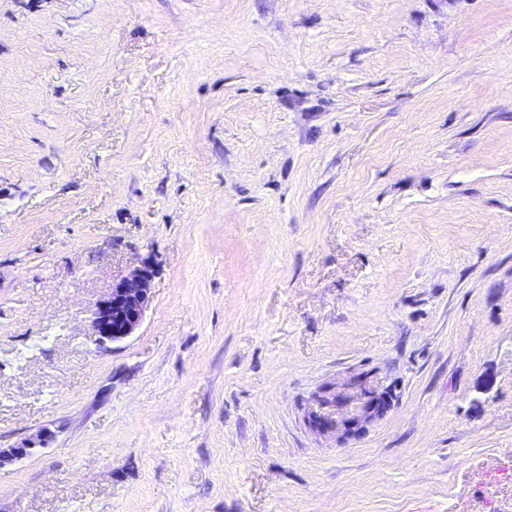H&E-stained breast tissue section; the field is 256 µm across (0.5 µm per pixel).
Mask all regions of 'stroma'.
Wrapping results in <instances>:
<instances>
[{"mask_svg":"<svg viewBox=\"0 0 512 512\" xmlns=\"http://www.w3.org/2000/svg\"><path fill=\"white\" fill-rule=\"evenodd\" d=\"M45 429L0 512H512V0H0V449ZM153 276L151 267L143 265L113 284L110 294L94 312L97 344L120 342L134 333L149 305ZM305 421L309 428L320 433H338L341 437L364 430L388 406V396L370 380L368 373L350 377L337 390L323 387L312 398Z\"/></svg>","mask_w":512,"mask_h":512,"instance_id":"obj_1","label":"stroma"}]
</instances>
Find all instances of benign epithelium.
Segmentation results:
<instances>
[{
  "label": "benign epithelium",
  "instance_id": "benign-epithelium-1",
  "mask_svg": "<svg viewBox=\"0 0 512 512\" xmlns=\"http://www.w3.org/2000/svg\"><path fill=\"white\" fill-rule=\"evenodd\" d=\"M154 272L148 265L134 269L113 284L110 294L96 307L93 319L95 342L99 345L120 342L131 336L139 326L150 302V285ZM388 406V396L370 380L367 373L349 378L338 389L326 386L312 398L305 421L320 433L354 435L364 430ZM50 433L43 431L9 451H1L2 459H17L31 449L43 447Z\"/></svg>",
  "mask_w": 512,
  "mask_h": 512
}]
</instances>
